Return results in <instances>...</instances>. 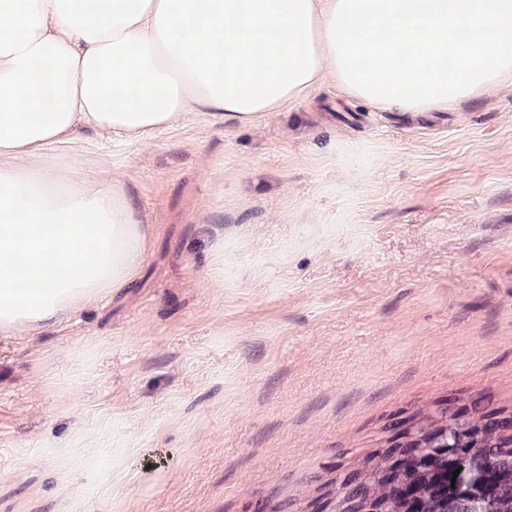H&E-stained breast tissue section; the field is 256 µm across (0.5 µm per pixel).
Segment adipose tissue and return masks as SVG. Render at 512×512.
<instances>
[{
  "label": "adipose tissue",
  "instance_id": "adipose-tissue-1",
  "mask_svg": "<svg viewBox=\"0 0 512 512\" xmlns=\"http://www.w3.org/2000/svg\"><path fill=\"white\" fill-rule=\"evenodd\" d=\"M326 80L384 112L512 89V0H0V332L126 287L147 249L85 131L249 124Z\"/></svg>",
  "mask_w": 512,
  "mask_h": 512
}]
</instances>
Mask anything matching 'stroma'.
I'll use <instances>...</instances> for the list:
<instances>
[{
    "instance_id": "1",
    "label": "stroma",
    "mask_w": 512,
    "mask_h": 512,
    "mask_svg": "<svg viewBox=\"0 0 512 512\" xmlns=\"http://www.w3.org/2000/svg\"><path fill=\"white\" fill-rule=\"evenodd\" d=\"M151 231L129 287L0 335V512H335L393 422L512 414V92L378 112L325 82L85 167Z\"/></svg>"
}]
</instances>
